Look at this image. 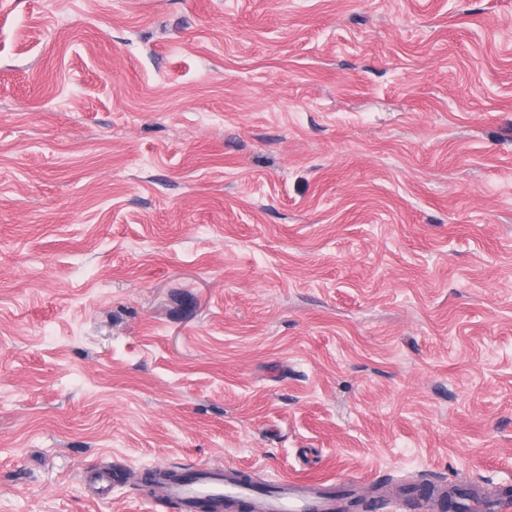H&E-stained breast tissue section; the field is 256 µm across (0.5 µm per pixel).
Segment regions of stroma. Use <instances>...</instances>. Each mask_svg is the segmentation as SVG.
Here are the masks:
<instances>
[{
	"mask_svg": "<svg viewBox=\"0 0 512 512\" xmlns=\"http://www.w3.org/2000/svg\"><path fill=\"white\" fill-rule=\"evenodd\" d=\"M218 463L512 480V0H0V512Z\"/></svg>",
	"mask_w": 512,
	"mask_h": 512,
	"instance_id": "obj_1",
	"label": "stroma"
}]
</instances>
